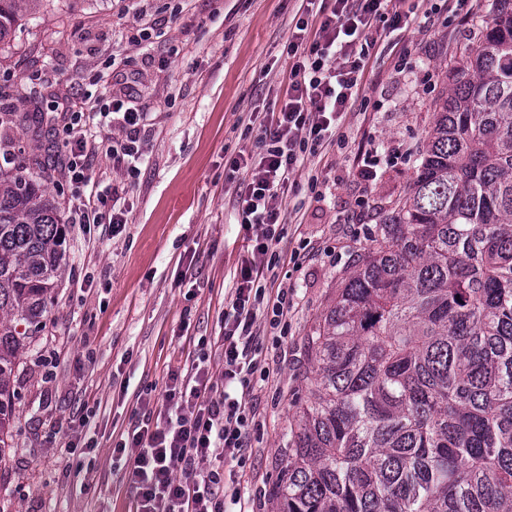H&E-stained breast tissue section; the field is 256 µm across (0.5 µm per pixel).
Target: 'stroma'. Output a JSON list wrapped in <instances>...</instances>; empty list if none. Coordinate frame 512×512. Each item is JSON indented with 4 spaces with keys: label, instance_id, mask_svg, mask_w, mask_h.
<instances>
[{
    "label": "stroma",
    "instance_id": "obj_1",
    "mask_svg": "<svg viewBox=\"0 0 512 512\" xmlns=\"http://www.w3.org/2000/svg\"><path fill=\"white\" fill-rule=\"evenodd\" d=\"M301 0H54L38 23L0 44V135L47 156L53 102L88 106L132 94L150 140L135 169L100 158L94 177L126 219L65 227V276L14 371L0 512H136L116 446L163 410L176 368L200 351L222 385L224 311L249 242L236 223L227 159L255 150L278 111L293 63L288 42ZM462 17L451 0H404L407 28H373L376 44L341 144L306 154L288 193L277 287L290 289L283 347L252 393L248 462L233 463L254 512H279L295 406L312 367L308 338L351 269L357 248L406 190L446 98L448 62L481 35L488 0ZM375 141L373 186L354 175ZM298 263H289L292 252ZM76 451H68V444Z\"/></svg>",
    "mask_w": 512,
    "mask_h": 512
}]
</instances>
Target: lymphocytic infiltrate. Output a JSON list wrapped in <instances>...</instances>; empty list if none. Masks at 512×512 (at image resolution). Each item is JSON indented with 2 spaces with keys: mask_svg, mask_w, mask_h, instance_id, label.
<instances>
[{
  "mask_svg": "<svg viewBox=\"0 0 512 512\" xmlns=\"http://www.w3.org/2000/svg\"><path fill=\"white\" fill-rule=\"evenodd\" d=\"M306 2L288 43L293 63L282 106L268 113L258 152L229 162L239 176L238 222L251 243V257L236 275L224 312V388L214 393L204 362L173 371L164 395L167 411L158 414L154 426L139 427L118 444V451L129 454L128 479L138 512H227L230 504L234 512H249L238 486H225L219 464L246 465L255 419L250 395L258 378L269 375L264 341L254 330L258 317H267L273 345L284 341L293 298L275 285L281 263L277 230L287 214L292 177L307 147L329 144L351 109L370 56V30L381 23L394 31L408 22L401 0ZM90 119L72 103L53 127L64 170L77 190L69 216L74 224L96 221L108 202L103 192L89 189L99 157L140 158L147 138L143 113L128 101L113 100L100 114L102 125L124 133L112 145L88 136Z\"/></svg>",
  "mask_w": 512,
  "mask_h": 512,
  "instance_id": "1",
  "label": "lymphocytic infiltrate"
}]
</instances>
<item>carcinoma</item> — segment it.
Here are the masks:
<instances>
[{
  "instance_id": "carcinoma-1",
  "label": "carcinoma",
  "mask_w": 512,
  "mask_h": 512,
  "mask_svg": "<svg viewBox=\"0 0 512 512\" xmlns=\"http://www.w3.org/2000/svg\"><path fill=\"white\" fill-rule=\"evenodd\" d=\"M48 0H0V44ZM448 63L387 222L310 337L280 512H512V0ZM20 150L0 170V456L14 368L64 275Z\"/></svg>"
}]
</instances>
